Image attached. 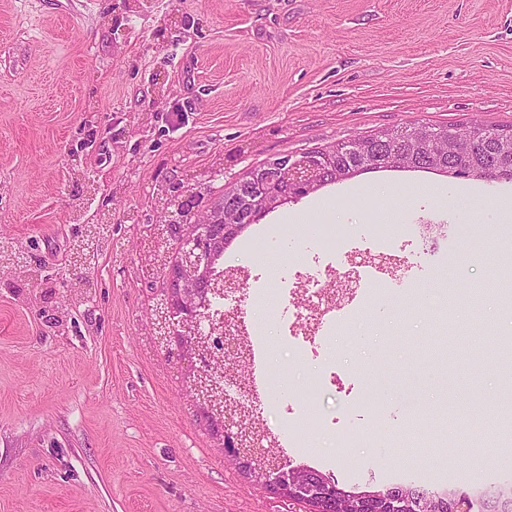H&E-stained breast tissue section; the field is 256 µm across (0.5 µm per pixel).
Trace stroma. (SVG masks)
I'll list each match as a JSON object with an SVG mask.
<instances>
[{
    "instance_id": "obj_1",
    "label": "stroma",
    "mask_w": 512,
    "mask_h": 512,
    "mask_svg": "<svg viewBox=\"0 0 512 512\" xmlns=\"http://www.w3.org/2000/svg\"><path fill=\"white\" fill-rule=\"evenodd\" d=\"M479 120L512 124V0H0V512H304L226 461L152 344L143 230L169 183L222 190L269 158L355 134ZM512 183L366 173L281 206L277 242L250 228L259 408L296 427L341 485L512 484V445L410 451L412 408L499 411L512 383V227L487 239ZM109 213L93 287L57 274L76 231ZM458 225L482 253L423 263L416 299L357 288L312 355L279 322L283 272L317 227ZM259 287V288H260ZM338 374L349 396L304 400ZM293 413H275L277 403ZM389 429L345 445L346 431Z\"/></svg>"
}]
</instances>
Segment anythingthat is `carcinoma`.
<instances>
[{"instance_id":"1","label":"carcinoma","mask_w":512,"mask_h":512,"mask_svg":"<svg viewBox=\"0 0 512 512\" xmlns=\"http://www.w3.org/2000/svg\"><path fill=\"white\" fill-rule=\"evenodd\" d=\"M320 176L311 192L380 169L437 172L453 179L508 180L512 182V125L488 127L472 122L466 126L428 125L386 128L358 134L332 146L311 151ZM270 160H265L241 178L234 195L210 199V190L200 188L195 196L239 213V223H256L252 207L253 185L266 177ZM309 192V193H311ZM305 192L300 198L309 196ZM168 245L154 241L148 265L163 269ZM313 478L314 512H343L347 499L358 494L362 512H512V486L488 485L473 494L458 486L444 490L424 485L394 483L379 487L347 488L320 470L308 467Z\"/></svg>"}]
</instances>
